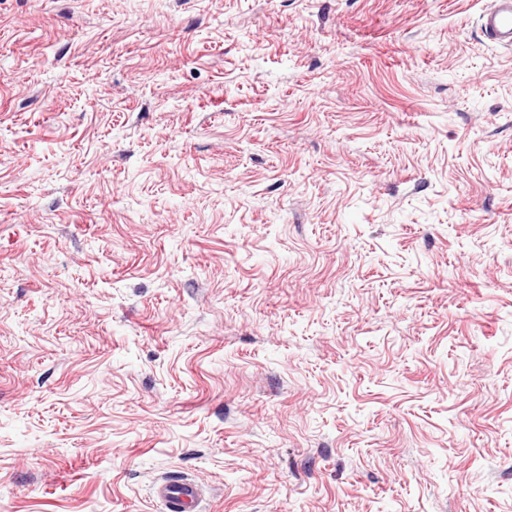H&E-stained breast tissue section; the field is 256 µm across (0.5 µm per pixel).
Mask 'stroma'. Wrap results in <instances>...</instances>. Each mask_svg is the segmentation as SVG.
<instances>
[{"label": "stroma", "instance_id": "stroma-1", "mask_svg": "<svg viewBox=\"0 0 512 512\" xmlns=\"http://www.w3.org/2000/svg\"><path fill=\"white\" fill-rule=\"evenodd\" d=\"M488 3L0 0V512H512ZM153 495L167 512H198L203 490L193 479H163L154 485Z\"/></svg>", "mask_w": 512, "mask_h": 512}]
</instances>
